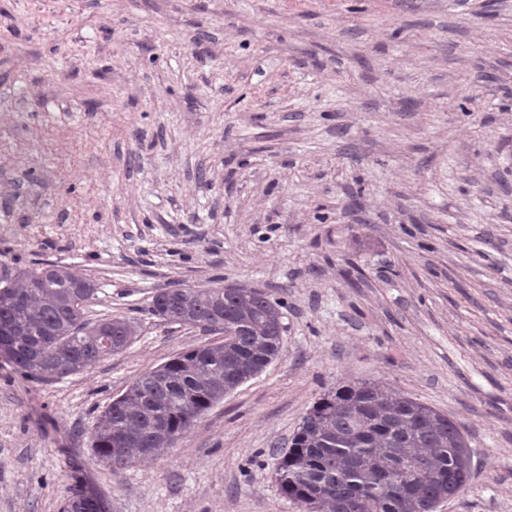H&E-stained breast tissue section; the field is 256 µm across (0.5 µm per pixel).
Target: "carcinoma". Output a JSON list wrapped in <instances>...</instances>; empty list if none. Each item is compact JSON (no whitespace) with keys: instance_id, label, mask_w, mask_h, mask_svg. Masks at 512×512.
<instances>
[{"instance_id":"obj_1","label":"carcinoma","mask_w":512,"mask_h":512,"mask_svg":"<svg viewBox=\"0 0 512 512\" xmlns=\"http://www.w3.org/2000/svg\"><path fill=\"white\" fill-rule=\"evenodd\" d=\"M96 283L44 264L0 281V345L35 380L77 373L134 340L122 318L91 322L83 304ZM151 311L212 330L222 344L191 348L142 373L102 411L90 434L93 456L112 470L171 448L224 395L279 354L280 304L252 288H171ZM123 447H113L115 436ZM468 434L448 415L376 380L336 387L302 417L281 453L277 483L302 512H436L469 484Z\"/></svg>"}]
</instances>
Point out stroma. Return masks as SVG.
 Returning a JSON list of instances; mask_svg holds the SVG:
<instances>
[{
    "mask_svg": "<svg viewBox=\"0 0 512 512\" xmlns=\"http://www.w3.org/2000/svg\"><path fill=\"white\" fill-rule=\"evenodd\" d=\"M59 263L137 336L51 382L0 357V512H299L316 397L376 379L462 424L437 512H512V0H0V278ZM282 304L278 357L114 472L89 434L218 331L166 288Z\"/></svg>",
    "mask_w": 512,
    "mask_h": 512,
    "instance_id": "35a3bbf8",
    "label": "stroma"
}]
</instances>
